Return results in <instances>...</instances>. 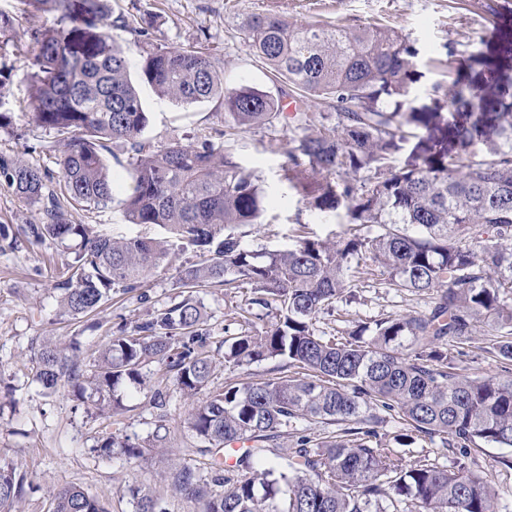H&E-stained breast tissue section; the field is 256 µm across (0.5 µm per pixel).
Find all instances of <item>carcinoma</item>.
<instances>
[{
    "instance_id": "1",
    "label": "carcinoma",
    "mask_w": 512,
    "mask_h": 512,
    "mask_svg": "<svg viewBox=\"0 0 512 512\" xmlns=\"http://www.w3.org/2000/svg\"><path fill=\"white\" fill-rule=\"evenodd\" d=\"M31 13H53L56 26L34 34L30 58L35 124L53 132L59 174L0 155V185L42 205L46 222L35 239L80 240L74 265L55 289L72 317L96 312L114 295L136 291L169 264L172 251L200 261L179 268L187 295L147 320L120 328L94 358L86 377L77 343H43L36 381L53 394L66 377L77 400L98 395L100 414L120 413L122 387L145 385L142 369L162 364L184 396L208 389L217 364L206 349L208 316L196 288L237 290L246 283L253 307L275 320L224 339V365L277 360L292 374L262 382H226L189 411L186 428L208 450L243 441L236 469L206 478L191 466L170 476L176 494L202 512H496L495 489L469 466L470 450L512 448V371L461 378L448 347L482 334L512 363V78L480 54L482 83L438 82L433 106L414 105L420 50L383 23L344 27L252 13L240 23L244 42L298 95L289 127L295 146L280 181L309 207L343 213L335 240L298 235L277 250H253L239 228L262 223L268 197L255 171L235 160L233 144L254 127L282 117L273 94L227 87L210 53L196 46L143 51L139 80L179 104L219 98L224 144L141 140L148 125L130 61L107 32L109 0H18ZM331 112L314 133L312 108ZM479 111L474 112L472 108ZM494 121L495 136L484 132ZM426 129L417 162L395 156ZM114 143L129 151L131 224H155L169 236L103 237L74 224L66 207H106L115 179L106 163ZM383 276L396 292L436 294L424 314L389 315L348 337L318 333L353 282ZM370 338H365V335ZM403 421L398 444L438 437L458 450L447 469L399 464L375 429L378 411ZM292 438L288 448L277 444ZM141 458L157 449L105 432L93 451ZM224 487L216 493L211 485ZM35 490L13 461H0V512H18ZM135 512H163L150 491L131 489ZM51 512H106L102 498L77 486L52 495Z\"/></svg>"
}]
</instances>
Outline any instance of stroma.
Returning a JSON list of instances; mask_svg holds the SVG:
<instances>
[{
    "mask_svg": "<svg viewBox=\"0 0 512 512\" xmlns=\"http://www.w3.org/2000/svg\"><path fill=\"white\" fill-rule=\"evenodd\" d=\"M109 7L108 32L131 63H138L141 50L153 45L202 44L228 86L273 89L268 69L254 57L238 30L242 17L265 12L352 27L381 21L421 46L453 45L460 61L456 78L463 85L479 79V67L468 60L477 49L512 70V61L501 52L503 44L512 41V0H109ZM0 11L10 19L9 27L0 30V101L7 110L6 119L0 121V153L23 157L57 173L54 135L31 120L27 78V58L33 48L30 35L52 26L55 16L23 11L18 0H0ZM127 17L139 20L138 30L123 27ZM141 97L149 118L144 142L157 145L178 138L187 144L202 133L222 144L224 106L220 99L178 105L158 98L147 86L142 87ZM292 137L284 125L255 127L241 133L234 144L236 160L254 169L272 200L262 223L245 229L243 241L253 249H278L299 226L309 238L322 240L334 238L342 229V217L307 209L280 181ZM125 196V185H118L107 207L74 210L72 219L92 225L102 236H163L157 225L126 222L120 207ZM42 218L40 205L0 186V224L7 225L18 240L17 248L0 247V460L18 463L37 487L23 501L22 512H50L52 493L66 485L102 496L107 512H133L129 495L133 487L153 490L166 512H200L199 504L171 491L169 474L183 464L203 471L209 466L210 454L185 427L193 403L204 401L205 393L187 399L173 380L163 379L161 366L152 363L143 369L146 383L141 391H125V411L108 420L99 415L95 397L73 400L68 380H61L57 393L44 394L32 364L44 340L75 342L81 348V368L91 374L94 357L109 343L117 326H134L153 310L177 301L176 270L195 262V255L172 254L168 269L148 279L147 301L133 293L112 298L102 306L96 317L98 326L92 329L85 320L61 313L54 288L59 273L73 263L78 243L30 237L29 225L41 223ZM352 292L350 302L337 303L333 313L318 316V330L370 325L387 315L424 313L432 306L430 296L394 293L375 276L357 282ZM198 297L210 316L209 348L215 357H223L222 341L226 333L238 332L239 307L245 297L227 298L220 288L199 289ZM158 388L166 394L162 411L153 405ZM161 421L167 428L164 451L131 460L121 455L101 460L91 452L107 423L141 443L152 439ZM400 428L396 416L378 412L377 430L402 465L426 458L452 466L454 454L440 441L425 438L408 447L397 445L394 437ZM506 456L512 458V449L475 448L470 466L484 473L497 489L499 508L512 512V468L503 464Z\"/></svg>",
    "mask_w": 512,
    "mask_h": 512,
    "instance_id": "obj_1",
    "label": "stroma"
}]
</instances>
